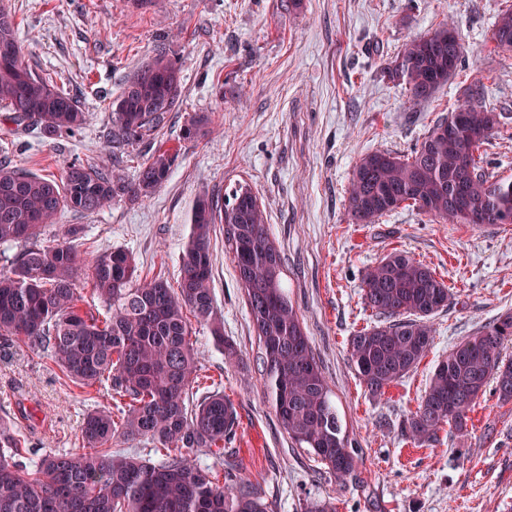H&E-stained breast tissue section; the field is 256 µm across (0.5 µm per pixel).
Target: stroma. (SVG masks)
<instances>
[{
    "label": "stroma",
    "instance_id": "1",
    "mask_svg": "<svg viewBox=\"0 0 512 512\" xmlns=\"http://www.w3.org/2000/svg\"><path fill=\"white\" fill-rule=\"evenodd\" d=\"M29 65L50 74L89 114L85 128L49 142L32 131L0 140V160L61 175L73 159L108 151L112 101L166 44L180 68L179 103L153 140L130 148L121 172L133 179L157 150L176 154L155 191L94 215L62 212L45 239L80 224L86 261L132 253L140 279L177 285L198 198H228L244 185L257 197L283 258L285 285L329 382L362 464L341 484L280 427L264 396L259 341L222 225L211 235L214 294L229 359L208 327L191 340L200 374L220 384L239 427L225 459L243 467L271 512H302L309 498L336 512H512V402L493 390L477 400L466 436L444 426L435 441L402 436L443 356L512 311V224H448L403 206L372 224L348 210L352 171L374 151L406 155L447 116L473 81L503 119L481 145L485 169L512 180V51L492 41L512 0H8ZM453 23L465 61L426 102H412L384 69L412 37ZM208 115L202 136L184 130ZM395 251L435 270L452 297L431 323L434 343L405 377L374 397L348 355L356 332L376 323L363 298L368 270ZM106 393L72 383L49 355L0 340V419L25 437L31 459L78 449L86 414Z\"/></svg>",
    "mask_w": 512,
    "mask_h": 512
}]
</instances>
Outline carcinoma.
<instances>
[{
  "instance_id": "1",
  "label": "carcinoma",
  "mask_w": 512,
  "mask_h": 512,
  "mask_svg": "<svg viewBox=\"0 0 512 512\" xmlns=\"http://www.w3.org/2000/svg\"><path fill=\"white\" fill-rule=\"evenodd\" d=\"M495 47L512 50V9L503 12L492 33ZM464 61L462 43L448 42L444 25L411 38L385 67L402 63L405 86L414 102L430 99ZM179 100V67L166 50L128 81L112 101L108 162L67 164L60 178L26 172L0 161V246L20 244L3 256L0 272V337L49 353L73 383L125 399L112 412L87 413L82 449L48 454L27 462L28 449L14 428L0 421V512H269V504L235 464L223 463L219 482L213 469L188 456L206 448L224 459L239 425L224 390L209 389L197 401L189 391L198 383L197 352L191 320L210 326L215 346L227 358L237 355L224 339L210 287L213 227L224 225L260 345L264 394L293 443L307 448L337 480L356 475L357 449L342 431L332 391L312 353L297 309L283 285V263L257 200L199 199L181 256L178 288L155 277L140 280L132 254L116 249L91 263L74 241L82 232L68 226L62 238L44 244L45 228L65 209L95 214L119 197L137 198L161 187L175 155L158 150L126 180L116 168L120 148L158 133ZM0 107L6 120L38 131L45 140L73 136L87 124L85 111L53 80L25 62L19 28L0 5ZM499 125L487 106L485 86L465 88L463 102L436 121L410 154L375 151L352 173L348 207L357 224L408 203L428 216L453 224L492 226L512 214V181L495 180L477 152ZM87 269L98 316L81 311L77 282ZM364 299L379 324L349 340L350 362L374 397L410 372L433 344L429 318L448 307L450 292L434 270L405 252H394L364 279ZM512 342V313L499 316L456 345L435 366L416 411L401 433L420 445L449 424L467 431L469 414L489 385L503 402L512 401V360L503 358ZM151 444L164 453L157 461L112 450L117 440Z\"/></svg>"
}]
</instances>
